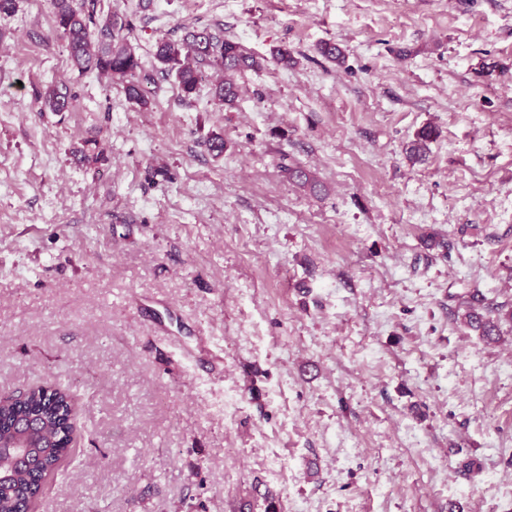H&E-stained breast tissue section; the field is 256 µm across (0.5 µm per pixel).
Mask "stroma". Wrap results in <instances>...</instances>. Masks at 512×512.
<instances>
[{
    "mask_svg": "<svg viewBox=\"0 0 512 512\" xmlns=\"http://www.w3.org/2000/svg\"><path fill=\"white\" fill-rule=\"evenodd\" d=\"M109 3L147 107L0 15V395L78 414L35 512H512V0ZM203 27L267 60L232 109L154 59ZM475 297L464 299L461 303L466 307L463 315V323L465 326L479 331L480 335L484 338L495 341L499 336L498 319L487 317L477 311L475 306L472 304Z\"/></svg>",
    "mask_w": 512,
    "mask_h": 512,
    "instance_id": "1",
    "label": "stroma"
}]
</instances>
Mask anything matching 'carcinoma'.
Masks as SVG:
<instances>
[{"label": "carcinoma", "instance_id": "obj_1", "mask_svg": "<svg viewBox=\"0 0 512 512\" xmlns=\"http://www.w3.org/2000/svg\"><path fill=\"white\" fill-rule=\"evenodd\" d=\"M55 24L66 40L73 65L82 73L95 72L123 84L129 100L148 106L139 80L141 62L123 32L131 22L119 13L104 10L101 0H52ZM154 58L160 70L173 73L184 97L189 98L210 69L224 71V80L212 87L215 102L224 108L235 105L238 87L234 77L260 70L263 60L240 43L224 38L223 31L204 27L186 32L181 39L162 38ZM45 102L53 112H66L69 96L49 90ZM288 179L316 188L310 174L300 167H284ZM474 298L465 299V326L494 341L498 321L477 311ZM77 429L75 402L58 381L36 384L17 395L0 398V512H29L43 495L48 481L69 458Z\"/></svg>", "mask_w": 512, "mask_h": 512}]
</instances>
